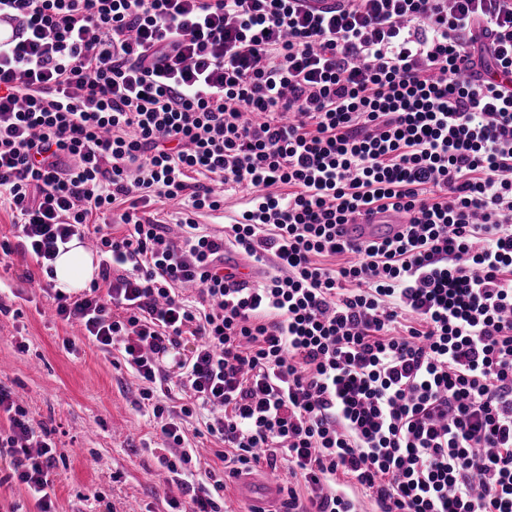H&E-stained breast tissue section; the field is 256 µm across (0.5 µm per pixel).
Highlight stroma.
I'll list each match as a JSON object with an SVG mask.
<instances>
[{
    "instance_id": "obj_1",
    "label": "stroma",
    "mask_w": 512,
    "mask_h": 512,
    "mask_svg": "<svg viewBox=\"0 0 512 512\" xmlns=\"http://www.w3.org/2000/svg\"><path fill=\"white\" fill-rule=\"evenodd\" d=\"M9 264L0 268V384L51 431L56 512H169L140 382L53 319L54 292L33 258Z\"/></svg>"
}]
</instances>
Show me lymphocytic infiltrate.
Returning <instances> with one entry per match:
<instances>
[{
  "label": "lymphocytic infiltrate",
  "mask_w": 512,
  "mask_h": 512,
  "mask_svg": "<svg viewBox=\"0 0 512 512\" xmlns=\"http://www.w3.org/2000/svg\"><path fill=\"white\" fill-rule=\"evenodd\" d=\"M0 255L98 277L55 314L119 353L173 512L286 467V512H512V0H0ZM249 192L224 228L223 186ZM182 201L176 227L153 205ZM394 211L395 238L341 225ZM254 263L232 282L224 251ZM342 265H332L333 257ZM196 289L194 300L182 294ZM191 355L179 359L185 340ZM177 387L174 411L157 391ZM209 409L195 479L182 419ZM0 460L54 512L55 449L0 385ZM66 247V251L61 249L56 259L50 262L54 269L55 288L65 293L78 292L95 278L98 263L94 260V253L88 252L77 238L72 239Z\"/></svg>",
  "instance_id": "1"
}]
</instances>
